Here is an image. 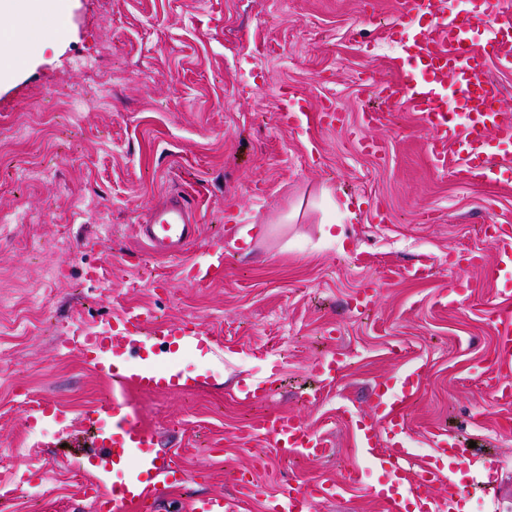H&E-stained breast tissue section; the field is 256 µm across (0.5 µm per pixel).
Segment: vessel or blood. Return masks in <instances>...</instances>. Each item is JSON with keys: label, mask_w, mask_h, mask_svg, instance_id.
Segmentation results:
<instances>
[{"label": "vessel or blood", "mask_w": 512, "mask_h": 512, "mask_svg": "<svg viewBox=\"0 0 512 512\" xmlns=\"http://www.w3.org/2000/svg\"><path fill=\"white\" fill-rule=\"evenodd\" d=\"M452 0H398L396 18L388 36L400 48V64L394 82L381 91L384 108L365 112V128L387 125L398 107L414 112L427 133V148L436 168H446L456 159L457 172L467 183L497 180L499 171L490 163L502 144L512 143V120L499 108L501 87L486 73L492 58L512 52V17L499 8L498 0H468L464 10H452ZM484 28L486 35L473 42L472 34ZM452 92L455 105L447 107L445 92ZM280 118L289 128L300 127L307 112L305 101L293 89L281 92ZM486 233L495 246V260L483 266L480 257L470 262L484 268L502 294L512 293V226L493 224ZM198 225L189 197L172 194L156 206L139 235L149 252L180 259L187 279L202 288L224 276V252L209 253L198 262L189 252L197 242ZM148 318L133 308L93 329L78 330L70 344L102 374L116 390L135 385L144 391L188 390L197 386L184 372L159 368L156 348L175 354L204 344L201 329L192 322L158 325L151 340H143ZM492 324L496 335L494 377L489 387L492 400L512 404V305H495ZM343 363L328 355L316 365L323 384L336 383ZM425 368L413 364L397 377L376 382L371 390L372 419L360 421L356 441L359 448L379 455L387 476L373 489L383 512H459L458 503L468 490L457 473L465 455L458 440L437 435L434 452L417 469H408L413 455L405 416L407 406L418 396ZM24 421L35 429L66 416L50 397H25ZM95 431L96 449L86 457L80 485L82 496L94 512H129L144 506L168 485L185 483L187 475L174 458L156 455L152 431L138 424L126 403L113 398L110 407L85 416ZM248 440H265L284 458L300 456L320 459L328 452L327 442L304 427L294 416L267 412L255 418ZM447 487L444 497L433 494L436 485ZM340 487L327 480L289 485L281 496L270 500L265 512H312L316 501L338 496Z\"/></svg>", "instance_id": "vessel-or-blood-1"}]
</instances>
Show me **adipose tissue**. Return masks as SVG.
<instances>
[{"label": "adipose tissue", "mask_w": 512, "mask_h": 512, "mask_svg": "<svg viewBox=\"0 0 512 512\" xmlns=\"http://www.w3.org/2000/svg\"><path fill=\"white\" fill-rule=\"evenodd\" d=\"M69 8V0H0V82L13 78L36 54L34 48L15 36V20L58 18Z\"/></svg>", "instance_id": "adipose-tissue-1"}]
</instances>
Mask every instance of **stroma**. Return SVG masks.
Returning <instances> with one entry per match:
<instances>
[{
	"label": "stroma",
	"instance_id": "1",
	"mask_svg": "<svg viewBox=\"0 0 512 512\" xmlns=\"http://www.w3.org/2000/svg\"><path fill=\"white\" fill-rule=\"evenodd\" d=\"M397 0H70L60 44L0 85V481L35 465L42 475L0 502V512H92L76 478L94 444L83 416L107 406L112 382L69 336L137 306L167 323L192 320L207 345L179 359L200 385L177 393H136L128 410L176 457L187 483L163 490L150 512H186L187 499L215 493L234 500L231 475L252 470L247 512L291 483L341 484L338 498L313 512H382L372 488L385 475L355 445L372 415L368 389L407 365L427 377L405 411L418 467L435 434L467 446L465 482L495 462L491 489L467 512H512V406L493 405L488 367L495 336L489 311L495 284L469 264L492 261L483 228L512 225V177L459 182L435 171L419 121L399 110L370 130L385 150L360 152L351 132L360 112L382 105L397 75L386 29ZM369 10L370 25L360 23ZM97 72L73 69L75 59ZM372 85L358 81L360 71ZM111 73L103 101L72 117L67 97L94 94ZM308 101V121L280 126L279 89ZM347 117L322 123L326 101ZM349 206L334 238L324 234L322 191ZM171 191L189 195L200 224L198 258L224 226L250 227L242 249L224 246V278L206 288L183 280L179 263L149 254L138 226ZM384 212L386 223L373 221ZM424 265V279L405 268ZM99 268L95 292L83 284ZM162 272L160 290L145 286ZM139 287L128 290L129 282ZM467 293L449 301L450 289ZM376 290L374 308L353 314L358 290ZM338 353L339 381L318 403L305 394L313 367ZM266 382L271 396L245 404L240 386ZM48 396L69 429L25 427V395ZM350 419H343V411ZM277 411L325 437V460L283 459L265 441L243 444L257 415ZM358 483H347L353 466Z\"/></svg>",
	"mask_w": 512,
	"mask_h": 512
}]
</instances>
